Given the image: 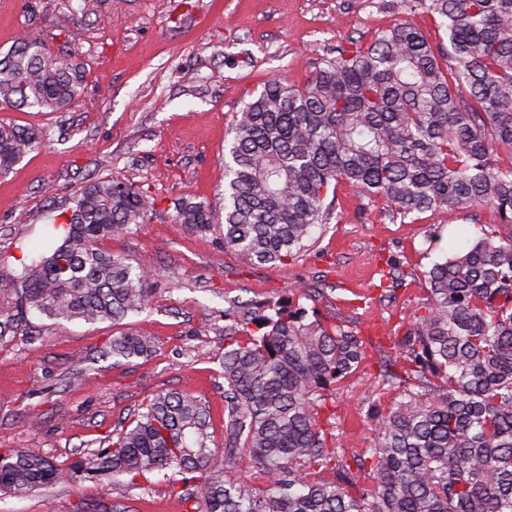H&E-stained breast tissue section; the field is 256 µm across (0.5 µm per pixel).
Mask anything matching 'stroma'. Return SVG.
Instances as JSON below:
<instances>
[{
  "mask_svg": "<svg viewBox=\"0 0 512 512\" xmlns=\"http://www.w3.org/2000/svg\"><path fill=\"white\" fill-rule=\"evenodd\" d=\"M444 36L422 10L396 0H0V54L20 38L68 52L83 81L59 112L0 107V124L32 125L46 141L0 175V268L39 248L52 216L72 204L88 176L138 184L157 204L146 224L104 241L128 259L149 257L153 302L127 325L157 350L132 363L102 358L110 323L42 320L26 339L0 348V448H37L70 465L103 445L160 392H190L206 404L216 454L224 452V310L305 284L328 323L357 328L366 360L336 395V433L369 447L367 401L377 399L379 364L394 353L386 320L413 314L427 298L423 270L482 235L507 236L495 209L427 211L399 220L380 199L337 189L339 220L316 230L296 259L251 265L218 234L174 222L180 200L217 203L224 190L225 139L251 93L271 78L304 84L321 58L351 41L369 43L396 23ZM404 284L394 299L375 288L387 259ZM178 476L150 487L74 477L17 498L0 512H96L102 500L126 512H185Z\"/></svg>",
  "mask_w": 512,
  "mask_h": 512,
  "instance_id": "35a3bbf8",
  "label": "stroma"
}]
</instances>
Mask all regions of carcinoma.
Segmentation results:
<instances>
[{"label": "carcinoma", "mask_w": 512, "mask_h": 512, "mask_svg": "<svg viewBox=\"0 0 512 512\" xmlns=\"http://www.w3.org/2000/svg\"><path fill=\"white\" fill-rule=\"evenodd\" d=\"M438 20L448 45L405 24L336 48L305 86L271 79L236 113L220 210L175 205V223L216 232L250 264H285L330 223L344 184L385 200L392 215L490 205L512 224V0H400ZM22 39L0 57V105L59 112L82 76L67 54ZM448 66H442V62ZM45 132L0 126V175ZM156 199L136 184L91 177L52 218L48 245L0 269V347L32 319L117 325L147 309L156 275L101 247L147 222ZM380 296L403 285L386 261ZM422 313L402 320L384 358L387 406L367 402L369 448L337 445L329 404L362 366L363 340L294 299L224 309V458L205 403L159 393L64 468L38 448H0V492L25 495L80 473L128 483L173 473L195 488L186 512H512V234L480 237L423 273ZM150 338L124 327L105 345L116 362L146 358ZM257 469L236 477L227 460Z\"/></svg>", "instance_id": "carcinoma-1"}]
</instances>
